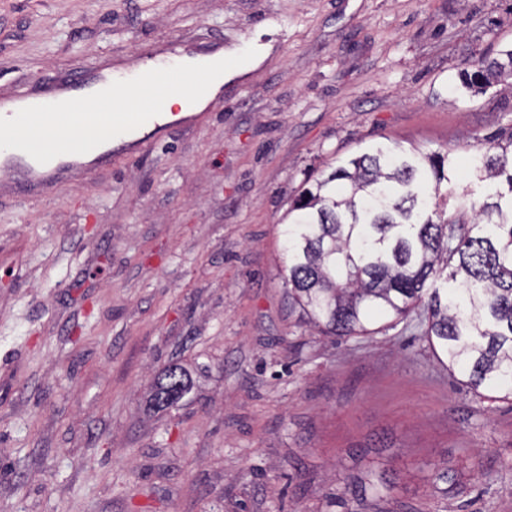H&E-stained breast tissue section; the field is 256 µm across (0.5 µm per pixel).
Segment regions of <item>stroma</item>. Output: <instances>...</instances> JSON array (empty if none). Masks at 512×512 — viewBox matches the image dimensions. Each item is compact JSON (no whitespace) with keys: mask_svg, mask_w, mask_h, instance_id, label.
<instances>
[{"mask_svg":"<svg viewBox=\"0 0 512 512\" xmlns=\"http://www.w3.org/2000/svg\"><path fill=\"white\" fill-rule=\"evenodd\" d=\"M217 42L247 71L192 124L0 194V512H512V404L417 327L321 335L278 275L291 199L341 160L391 139L463 163L512 125V79L460 78L512 45V0H0V96ZM173 364L189 388L155 408ZM388 463L393 493L345 494Z\"/></svg>","mask_w":512,"mask_h":512,"instance_id":"stroma-1","label":"stroma"}]
</instances>
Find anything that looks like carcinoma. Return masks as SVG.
<instances>
[{"label":"carcinoma","instance_id":"obj_1","mask_svg":"<svg viewBox=\"0 0 512 512\" xmlns=\"http://www.w3.org/2000/svg\"><path fill=\"white\" fill-rule=\"evenodd\" d=\"M512 77V47L473 72L467 88ZM480 194L472 221L465 199ZM280 234L288 305L324 336L383 331V318L417 319L438 359L473 391L512 396V126L470 151L466 179L457 156L377 143L341 161L292 200ZM187 390L178 366L155 379V404ZM398 487L397 473L368 482Z\"/></svg>","mask_w":512,"mask_h":512}]
</instances>
